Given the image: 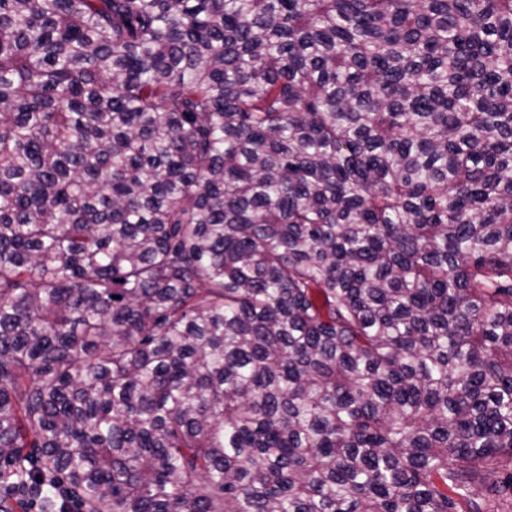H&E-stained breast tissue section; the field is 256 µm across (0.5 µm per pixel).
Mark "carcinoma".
Wrapping results in <instances>:
<instances>
[{
    "instance_id": "carcinoma-1",
    "label": "carcinoma",
    "mask_w": 512,
    "mask_h": 512,
    "mask_svg": "<svg viewBox=\"0 0 512 512\" xmlns=\"http://www.w3.org/2000/svg\"><path fill=\"white\" fill-rule=\"evenodd\" d=\"M50 479L503 512L512 0H0L3 512Z\"/></svg>"
}]
</instances>
